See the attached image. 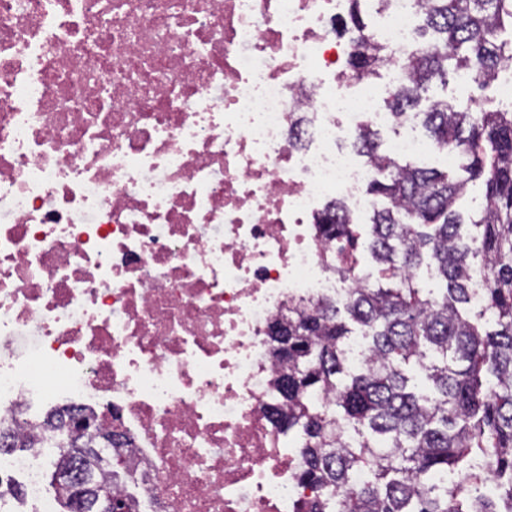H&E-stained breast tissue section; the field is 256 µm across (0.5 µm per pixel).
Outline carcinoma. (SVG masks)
Wrapping results in <instances>:
<instances>
[{"label": "carcinoma", "instance_id": "cac0c4a2", "mask_svg": "<svg viewBox=\"0 0 512 512\" xmlns=\"http://www.w3.org/2000/svg\"><path fill=\"white\" fill-rule=\"evenodd\" d=\"M341 30L360 32L361 0H351ZM423 33L431 38L407 60L388 109L400 124L438 79L465 72L480 91L512 63V0H424ZM387 54L364 40L350 55L351 77L380 74ZM421 118L434 145L455 155L467 177L414 167L379 151L380 135L364 128L358 151L375 161L367 193L383 198L368 231V248L391 287L351 289L338 306L325 299L296 308L270 328L273 351L288 343L277 389L288 412L279 428L303 437L300 481L324 491L310 512H512V108L469 112L446 99ZM484 187L481 208L468 215L457 202L469 184ZM351 246L344 276L356 266L357 237L345 204L332 201L319 224ZM444 282L442 294L423 286L421 271ZM482 302L473 303V286ZM354 323L367 339L366 362L350 366ZM334 394L321 407L311 397ZM67 453L83 450L57 417ZM479 458L499 484V499L471 494ZM56 469L61 507L75 512ZM456 473L461 482L442 477Z\"/></svg>", "mask_w": 512, "mask_h": 512}]
</instances>
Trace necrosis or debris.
I'll return each mask as SVG.
<instances>
[{
  "instance_id": "1",
  "label": "necrosis or debris",
  "mask_w": 512,
  "mask_h": 512,
  "mask_svg": "<svg viewBox=\"0 0 512 512\" xmlns=\"http://www.w3.org/2000/svg\"><path fill=\"white\" fill-rule=\"evenodd\" d=\"M398 82L419 0H364ZM350 0H0V451L35 512L67 401L112 430L115 495L147 512H306L275 425L268 334L288 304L344 299L336 197L363 224L393 124L348 71Z\"/></svg>"
}]
</instances>
